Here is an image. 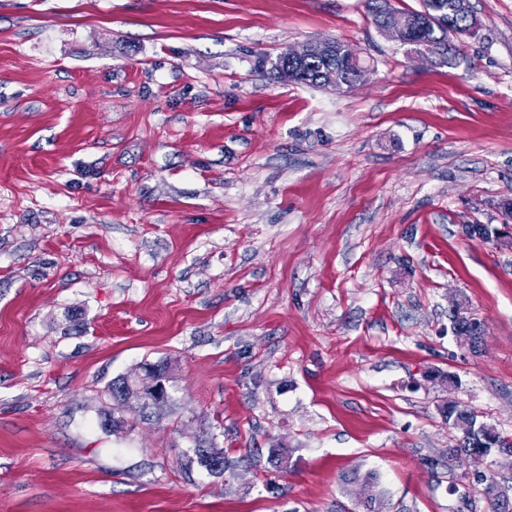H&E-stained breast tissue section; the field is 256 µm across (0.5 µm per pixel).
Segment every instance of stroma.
Masks as SVG:
<instances>
[{
  "label": "stroma",
  "mask_w": 512,
  "mask_h": 512,
  "mask_svg": "<svg viewBox=\"0 0 512 512\" xmlns=\"http://www.w3.org/2000/svg\"><path fill=\"white\" fill-rule=\"evenodd\" d=\"M470 4L443 65L365 0H0V512H488L430 465L448 402L512 436V250L460 233L512 198V0ZM330 39L363 85L271 79ZM471 314L472 321L460 320L456 317V314L452 311H448V320L450 323V330L453 334H457V331L461 328H467V336L471 337L470 349L477 353L481 350V347L485 343V336L487 333L485 323ZM167 378L157 379L153 370L148 369V376L142 379V391L145 393V398L154 403L165 401L168 398V391L166 386Z\"/></svg>",
  "instance_id": "1"
}]
</instances>
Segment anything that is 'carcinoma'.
I'll return each instance as SVG.
<instances>
[{"label": "carcinoma", "instance_id": "1", "mask_svg": "<svg viewBox=\"0 0 512 512\" xmlns=\"http://www.w3.org/2000/svg\"><path fill=\"white\" fill-rule=\"evenodd\" d=\"M369 14L376 27H381L384 18L396 13L411 22L416 18L424 25L412 31L408 37L409 47L422 45L428 48L439 63L456 61L459 50L451 44L449 35L470 31L475 19L469 0H421V8L398 10L390 6L389 0H367ZM350 48L337 40L315 43L306 59L281 68H270V73L281 82L320 86L326 80H339L347 89L355 88L365 81L366 69L355 58L348 57ZM452 333L461 328L468 329L471 337L470 349L477 353L485 343V323L477 317L460 320L452 311L448 312ZM138 381L123 377L112 383L110 393L114 397L127 398L138 395ZM443 418L448 427L460 431L456 447L448 449V461L460 453L489 460V468L474 477L479 494L487 502L489 512H512V446L504 443L508 438L481 419L475 410L458 402H449L443 409ZM198 462L209 471L215 464L224 463L223 457L205 448L195 450ZM365 503L378 507L371 512H384L381 493L375 492L376 477L368 475L361 481Z\"/></svg>", "mask_w": 512, "mask_h": 512}]
</instances>
